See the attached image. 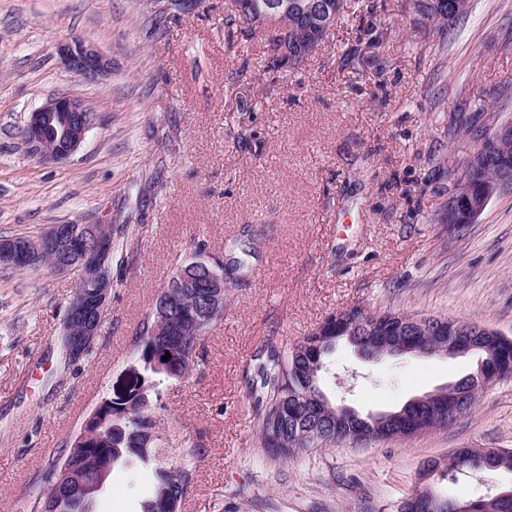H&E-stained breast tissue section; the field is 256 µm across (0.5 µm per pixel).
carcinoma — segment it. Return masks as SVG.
<instances>
[{"instance_id": "1", "label": "carcinoma", "mask_w": 512, "mask_h": 512, "mask_svg": "<svg viewBox=\"0 0 512 512\" xmlns=\"http://www.w3.org/2000/svg\"><path fill=\"white\" fill-rule=\"evenodd\" d=\"M267 0H231V14L225 24L241 23L255 32L266 21L264 5ZM297 4L295 14L285 17L278 25L273 40V56L267 68L282 69L298 66L320 46L312 40L301 5L309 0H289ZM415 14L422 23L444 27L441 36L454 29L465 14H455L448 8L450 0H411ZM255 254L254 247L235 239L224 245L222 268L229 281L236 283L247 276L245 258ZM208 285L204 278L195 276L178 290V302L164 314L152 307L142 321L138 336L129 347L130 357L142 367L148 380L161 385L169 380H180L189 375L199 358L198 342L219 321L205 318L193 323L183 316L189 306L198 310L206 307ZM345 340L358 343L377 353L388 337L351 336L342 331L334 336L308 335L291 349L280 350L276 345L263 344L254 358L251 374V395L256 410L255 431L261 447L275 460L288 461L315 448L348 446L360 448L355 427L336 428V405L331 403L319 387L325 356ZM169 354L166 361L161 357ZM479 358L476 372L462 378L468 386H475L477 376L487 383L512 377V341L493 347L492 354L474 352ZM95 418L87 428H79L64 444L58 455L51 458L31 488L30 512H93L92 501L84 499L85 485L109 480L112 470L124 466L147 470L152 475L149 496L142 502V512H182L183 501L194 486L196 463L191 457L180 462H164L165 443L157 431V421L148 405L133 394L125 397L106 395ZM468 412L464 403L448 397V413L442 428L453 425L458 417ZM434 414L426 406L415 408L382 430L373 441L407 439ZM90 450H83V447ZM112 462L111 471L100 473L104 461ZM73 470L81 478H65L55 483L60 468ZM458 470L474 472L497 471V463L490 460L487 448H463L448 456L441 475Z\"/></svg>"}]
</instances>
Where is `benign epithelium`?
I'll return each instance as SVG.
<instances>
[{
	"mask_svg": "<svg viewBox=\"0 0 512 512\" xmlns=\"http://www.w3.org/2000/svg\"><path fill=\"white\" fill-rule=\"evenodd\" d=\"M56 53L64 68L89 83L105 76L112 62L94 47L78 39L65 41L57 46ZM96 124L93 109L87 101L71 96L57 95L48 99L42 106L29 113L21 128V140L27 152L48 164L66 161L81 146L87 133ZM512 140V122L497 124L490 122L491 143ZM487 162L485 146L479 145L470 151L457 165L451 167L448 193V210L454 212L463 207L465 221L475 223L488 203L494 197L512 191V169L504 166L498 177L486 181L479 187L472 185L475 172ZM96 240L93 248L84 244V238L71 232L60 224L53 225L39 238L25 240L19 238L0 240V263L12 266L28 265L37 257L51 258L54 270L60 272L78 271L77 282L83 288L75 292L65 311L60 344L64 355L70 361H79L87 351L94 347L101 335L100 320L105 316L112 292V225L99 224L91 228ZM218 264L209 259L200 268L181 267L174 279L182 282L191 275L205 273L212 280L213 291L210 295V307L220 310L224 307L223 273L216 270ZM367 316V311L359 306H351L334 313L333 320L322 322L315 328L319 336H329L334 327L344 328ZM395 321L391 330L400 335L408 324L418 330H431L438 336L448 337V348H466L469 342H462V336H497L499 332L472 322H460L452 318L408 317L400 313L390 314ZM443 386L432 393L416 397L413 404L427 403L442 410L445 408ZM344 414L340 422L357 424L361 436L367 437L374 432L369 420L364 419L354 409L339 406ZM434 469L424 467L419 489L410 497V501H419L418 507L424 512H471V505L445 499L435 492L430 480Z\"/></svg>",
	"mask_w": 512,
	"mask_h": 512,
	"instance_id": "7a95c632",
	"label": "benign epithelium"
}]
</instances>
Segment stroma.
<instances>
[{"label": "stroma", "instance_id": "obj_1", "mask_svg": "<svg viewBox=\"0 0 512 512\" xmlns=\"http://www.w3.org/2000/svg\"><path fill=\"white\" fill-rule=\"evenodd\" d=\"M230 0H0V238L54 224H123L96 349L65 362L58 337L75 273L0 266V512H28L35 475L102 393L128 384L129 343L177 263L255 239L245 284L201 340L188 379L150 407L178 462L194 456L183 512H396L423 464L459 448L512 449V379L489 385L445 430L368 448L266 458L245 409L263 342L291 348L356 304L450 316L512 337V193L458 235L435 219L448 167L476 145L494 105L512 121V0H470L447 42L404 0H356L298 69L227 32ZM77 37L112 61L98 84L63 70ZM98 122L67 161L43 164L18 132L57 94ZM473 356L364 361L338 342L320 386L361 414L391 411L474 372ZM146 471H115L94 512H141ZM512 471L440 481L468 502Z\"/></svg>", "mask_w": 512, "mask_h": 512}]
</instances>
